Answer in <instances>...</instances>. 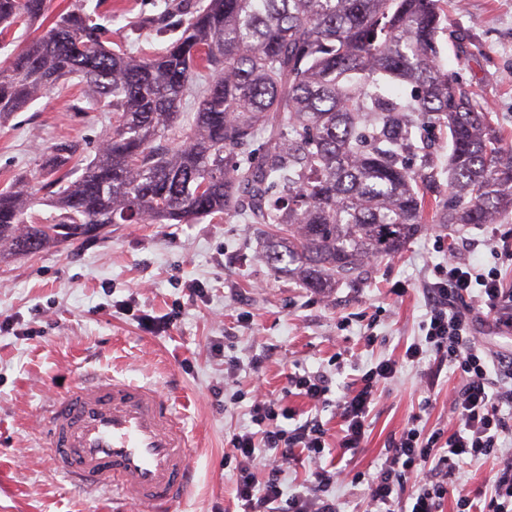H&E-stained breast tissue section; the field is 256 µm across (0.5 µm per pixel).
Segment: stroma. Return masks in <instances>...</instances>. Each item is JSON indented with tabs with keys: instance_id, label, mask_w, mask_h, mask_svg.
I'll return each mask as SVG.
<instances>
[{
	"instance_id": "1",
	"label": "stroma",
	"mask_w": 512,
	"mask_h": 512,
	"mask_svg": "<svg viewBox=\"0 0 512 512\" xmlns=\"http://www.w3.org/2000/svg\"><path fill=\"white\" fill-rule=\"evenodd\" d=\"M107 19L113 42L132 52L163 49L170 33L158 24L172 0H86ZM447 29L440 36L441 63L488 106L502 142L512 147V0H445ZM73 84L39 98L0 122V189L21 177L29 190L43 179L42 163L63 138L79 139L95 155L112 126L108 113L74 112ZM512 228V214L493 224H425L397 256L371 262L354 285L322 294L299 287L267 265L265 227L240 217L202 218L190 224H115L102 235L66 243L29 257L0 259V512H115L112 498L71 484L46 459L41 415L75 380L102 374L158 385L181 406L195 442L194 483L175 512H238L234 486L224 474L233 432L250 427L253 383L297 412L307 406L286 395L285 374L296 369L334 374L333 392L383 358H400L420 334L423 288L444 248L477 239L476 259L492 264L488 242ZM202 284L203 296L188 286ZM168 327L142 325L148 314ZM372 330L376 344L362 335ZM265 355L260 373L251 360ZM239 370L223 386L225 357ZM442 371L425 394L419 369L402 367L380 385L368 437L354 458L331 452L348 473H373L388 442L413 414L425 430L454 429L448 402L457 385ZM430 408H423L424 398Z\"/></svg>"
}]
</instances>
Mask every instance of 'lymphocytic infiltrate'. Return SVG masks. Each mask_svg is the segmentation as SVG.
Here are the masks:
<instances>
[{"label":"lymphocytic infiltrate","instance_id":"obj_1","mask_svg":"<svg viewBox=\"0 0 512 512\" xmlns=\"http://www.w3.org/2000/svg\"><path fill=\"white\" fill-rule=\"evenodd\" d=\"M493 265L477 266L451 252L436 264L433 282L426 286L429 310L424 334L409 345L401 359H385L355 379L346 392L330 400L332 379L321 371L293 372L287 393L306 400V418L277 398H254L251 428L233 433L224 467L235 486L242 512H340L330 490L341 480L342 469L325 466L327 430L316 412L334 405L341 422L338 448L357 454L370 426L369 416L380 384L394 379L402 366L429 363L428 380L442 369L452 370L459 384L451 395L456 421L452 433L425 431L420 415H412L385 450L376 473L353 475L363 484L372 512H512V356L489 361L474 342L479 317L492 319L501 331L512 332V284L504 280L512 268V229L489 242ZM315 461L302 488L285 494L281 476L300 458ZM489 457L498 465L488 495H471L462 481V466ZM272 461L265 483H258L259 460Z\"/></svg>","mask_w":512,"mask_h":512}]
</instances>
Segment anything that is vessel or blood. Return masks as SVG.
Wrapping results in <instances>:
<instances>
[{
    "label": "vessel or blood",
    "instance_id": "b4317fda",
    "mask_svg": "<svg viewBox=\"0 0 512 512\" xmlns=\"http://www.w3.org/2000/svg\"><path fill=\"white\" fill-rule=\"evenodd\" d=\"M48 458L70 482L173 512L190 489L191 439L170 397L117 378L77 380L45 421Z\"/></svg>",
    "mask_w": 512,
    "mask_h": 512
}]
</instances>
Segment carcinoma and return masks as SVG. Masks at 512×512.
<instances>
[{
  "mask_svg": "<svg viewBox=\"0 0 512 512\" xmlns=\"http://www.w3.org/2000/svg\"><path fill=\"white\" fill-rule=\"evenodd\" d=\"M75 2L0 67V122L78 77L112 128L90 160L76 140L51 146L42 197L0 190V257L233 212L272 227L273 270L323 291L401 252L430 214L512 212V150L439 61L442 0H200L145 58ZM45 7L0 0V39ZM433 127L445 162L424 152ZM36 202L54 209L44 222Z\"/></svg>",
  "mask_w": 512,
  "mask_h": 512,
  "instance_id": "obj_1",
  "label": "carcinoma"
}]
</instances>
